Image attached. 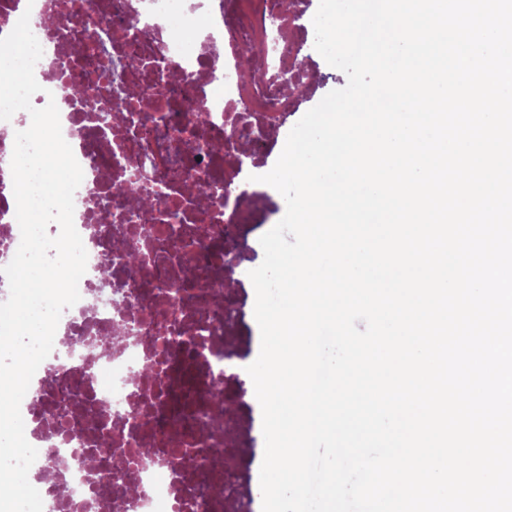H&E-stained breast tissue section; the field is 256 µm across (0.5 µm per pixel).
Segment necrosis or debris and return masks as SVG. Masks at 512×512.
<instances>
[{"label": "necrosis or debris", "mask_w": 512, "mask_h": 512, "mask_svg": "<svg viewBox=\"0 0 512 512\" xmlns=\"http://www.w3.org/2000/svg\"><path fill=\"white\" fill-rule=\"evenodd\" d=\"M274 0H34L33 33L43 48L35 66V107L55 101L64 139L83 170L74 224L88 253L79 301L64 310L60 338L21 402L28 442L38 451L28 479L43 512H247L237 467L214 460L213 443L245 455L232 434L240 422L225 396L207 399L184 430L167 418L174 362L191 358L200 391L223 381L224 352L240 310L216 299L226 269L225 232L259 222L263 189L249 185L226 124L235 112L257 136L262 155L284 125L282 64L269 11ZM264 49L268 74L247 80L238 50ZM137 58L128 66V58ZM99 91L74 96L86 74ZM206 110L207 123L194 119ZM27 120L0 121V267L14 257L16 220L10 161ZM152 177L155 206L131 209L126 188ZM243 187L226 198L224 182ZM212 192L199 202L195 187ZM106 198L110 209L98 208ZM122 281L115 293L100 275ZM184 448L187 460L170 455ZM58 465L47 469L48 455ZM66 495H57L58 487Z\"/></svg>", "instance_id": "necrosis-or-debris-1"}]
</instances>
